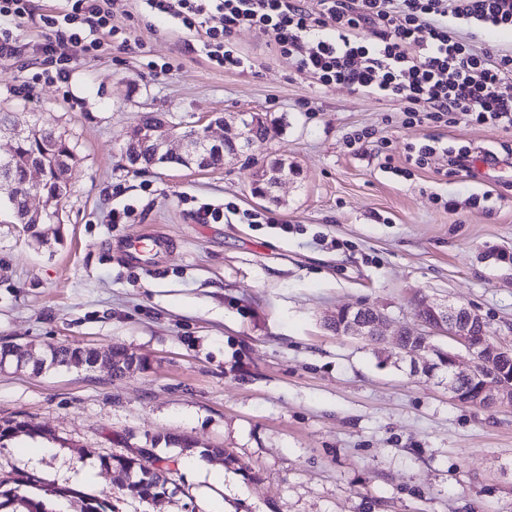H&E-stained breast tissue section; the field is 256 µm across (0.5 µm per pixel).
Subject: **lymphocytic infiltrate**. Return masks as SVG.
<instances>
[{
	"label": "lymphocytic infiltrate",
	"mask_w": 512,
	"mask_h": 512,
	"mask_svg": "<svg viewBox=\"0 0 512 512\" xmlns=\"http://www.w3.org/2000/svg\"><path fill=\"white\" fill-rule=\"evenodd\" d=\"M150 13L204 27L209 63L235 70L246 60L230 39L242 28L269 36L273 50L323 86L399 99L409 122H440L451 113L512 128V53L479 47L483 33L512 30V0H144ZM117 0H65L62 11L37 13L34 0H0V61L41 55L45 78L67 79L72 63L98 52L101 34L120 50L144 49L113 25ZM219 15L221 24L205 27ZM40 20L45 39L25 42L18 31ZM468 28L460 36L457 25Z\"/></svg>",
	"instance_id": "obj_1"
}]
</instances>
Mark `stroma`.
Segmentation results:
<instances>
[{"mask_svg":"<svg viewBox=\"0 0 512 512\" xmlns=\"http://www.w3.org/2000/svg\"><path fill=\"white\" fill-rule=\"evenodd\" d=\"M117 8L115 24L147 56L113 50L28 90L40 62H0V111L52 127L75 153L59 223L34 237L0 215V346L118 350L141 367L114 378L0 365V424L27 422L54 447L33 463L0 440V477L29 476L40 496L103 494L113 512H206L207 480L168 442L184 435L219 449L227 512H512V407L456 402L388 345L328 325L339 309L368 306L389 329L422 334L427 297L476 310L512 347V182L451 172L444 153L502 150L512 128L460 115L408 126L400 101L322 86L254 30L232 38L250 67L227 71L202 55L197 32L142 0ZM145 112L185 127L209 112H259L275 129L219 168L132 169L121 149ZM365 130L369 142L353 146ZM410 143L437 151L418 168ZM275 159L296 174L273 204L254 182ZM204 203L232 210L204 224ZM245 210L272 211L285 227L247 223ZM145 231L172 242L154 271L119 249ZM150 446L173 469L157 507L126 496L102 464ZM87 466L96 480L71 481Z\"/></svg>","mask_w":512,"mask_h":512,"instance_id":"stroma-1","label":"stroma"}]
</instances>
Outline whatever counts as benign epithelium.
<instances>
[{
    "instance_id": "7a95c632",
    "label": "benign epithelium",
    "mask_w": 512,
    "mask_h": 512,
    "mask_svg": "<svg viewBox=\"0 0 512 512\" xmlns=\"http://www.w3.org/2000/svg\"><path fill=\"white\" fill-rule=\"evenodd\" d=\"M262 120L263 117L256 112H238L229 119L218 115L208 125L200 129H190L178 137L164 128L146 133L137 126L132 127L129 135L147 136L160 155L180 156L189 167L195 165L200 169H209L224 164V145L227 143L239 146V150L244 152L252 149L257 144L252 130L256 129ZM215 125L226 127L230 133L220 140L212 139L210 132ZM27 208L28 216L37 224L49 223L59 218V210L54 201L34 191L27 197ZM424 306L432 317V322L429 323L432 333L451 339L457 348L471 356V360L463 362L458 353L450 350L447 369L443 372L438 368L432 369L430 361L424 358V353L438 352L440 348L433 344L404 345L403 340L408 335V330L404 327L398 328L391 340L399 358L410 362L415 373L428 377L444 373L448 379V391L456 401L461 395V382L469 380L476 385L472 393L473 405L485 408L502 405L512 407V372H502L485 378L479 373L483 364H492L503 356L512 358V350L497 344L486 334L483 317L474 310L446 301L429 299L424 300ZM385 323L386 318L380 313L372 321H363L352 315L343 322L339 334L357 336L364 340L372 336L380 343L385 340V336L380 333V327Z\"/></svg>"
}]
</instances>
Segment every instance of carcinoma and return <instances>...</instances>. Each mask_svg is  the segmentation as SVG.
Masks as SVG:
<instances>
[{
	"label": "carcinoma",
	"mask_w": 512,
	"mask_h": 512,
	"mask_svg": "<svg viewBox=\"0 0 512 512\" xmlns=\"http://www.w3.org/2000/svg\"><path fill=\"white\" fill-rule=\"evenodd\" d=\"M137 126L167 127L175 133L178 132V124L155 112L142 115ZM39 131L41 135L38 138L27 134L17 137L13 153L7 158L0 157V195H6L11 215L16 223L25 225V228L35 236L39 235V231L37 225L26 220V189L22 185L28 168L33 164H39L46 169L47 177L37 191L60 204L68 194V179L60 178L58 171L64 162L75 159L73 147L62 135H57L42 126L39 127ZM126 151L135 155L139 164L146 167L159 163L184 165V160L179 157L163 158L155 155L152 144L144 139L129 142ZM97 359L98 352L91 348L60 345L50 349V359L34 358L33 368L40 371L49 364L90 370ZM160 462L161 459L157 457L155 462L149 465L147 460L137 453L131 456L111 455L102 458L103 466L113 468L127 478L124 489L128 496L152 505L162 503L166 495L167 468L160 466ZM10 482L13 486L4 488V485ZM10 482L0 480V512H57L55 509H47L44 501L27 494L29 479L14 478ZM51 493L70 506L79 504V508L74 512H112L107 499L101 496H78L69 488H56L51 490Z\"/></svg>",
	"instance_id": "cac0c4a2"
}]
</instances>
